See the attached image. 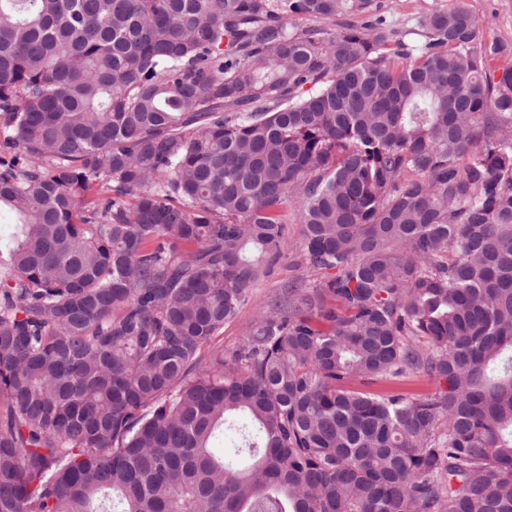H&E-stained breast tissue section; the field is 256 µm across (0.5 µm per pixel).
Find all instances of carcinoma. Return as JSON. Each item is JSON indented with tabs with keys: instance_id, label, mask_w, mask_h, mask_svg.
Here are the masks:
<instances>
[{
	"instance_id": "cac0c4a2",
	"label": "carcinoma",
	"mask_w": 512,
	"mask_h": 512,
	"mask_svg": "<svg viewBox=\"0 0 512 512\" xmlns=\"http://www.w3.org/2000/svg\"><path fill=\"white\" fill-rule=\"evenodd\" d=\"M375 10L0 0V512H512V44ZM296 205L288 207V224H285V259L275 268L269 278L265 279L255 291V301L240 310L237 316L226 322L219 335L211 345L205 348L203 355L208 356L213 349L224 348V357L242 343L248 329L254 324L260 310L274 303L283 288L291 283H302L306 288L312 287L313 277L294 263L303 248L304 224L296 219Z\"/></svg>"
}]
</instances>
